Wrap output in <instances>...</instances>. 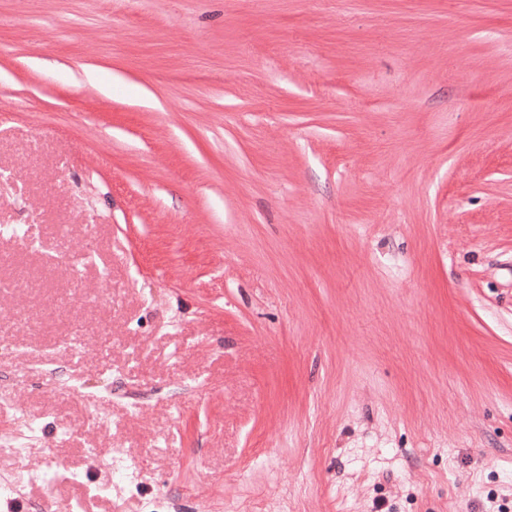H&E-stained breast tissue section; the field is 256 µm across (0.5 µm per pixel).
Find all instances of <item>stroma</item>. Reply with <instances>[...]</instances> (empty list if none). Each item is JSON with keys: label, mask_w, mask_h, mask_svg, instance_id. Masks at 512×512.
I'll return each instance as SVG.
<instances>
[{"label": "stroma", "mask_w": 512, "mask_h": 512, "mask_svg": "<svg viewBox=\"0 0 512 512\" xmlns=\"http://www.w3.org/2000/svg\"><path fill=\"white\" fill-rule=\"evenodd\" d=\"M5 225L23 512L512 502V0H0ZM39 439L36 428L33 426L24 425L19 430H4L0 431V447L1 448H15L24 449L27 451L31 444Z\"/></svg>", "instance_id": "stroma-1"}]
</instances>
